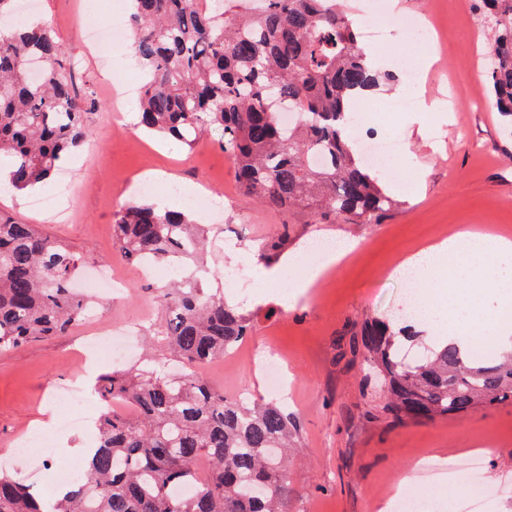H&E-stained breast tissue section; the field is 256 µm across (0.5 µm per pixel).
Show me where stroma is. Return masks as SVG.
<instances>
[{
	"mask_svg": "<svg viewBox=\"0 0 512 512\" xmlns=\"http://www.w3.org/2000/svg\"><path fill=\"white\" fill-rule=\"evenodd\" d=\"M83 2L36 0V12L56 31L65 59L79 62L80 78L94 87L101 101H114L121 119L113 121L105 107L87 113L84 143L64 161L60 173L33 190L0 192V212L60 236L81 254L85 270L111 265L113 273L125 278L124 291L102 298L97 318L135 321L144 331L158 316L156 288L170 280L142 277L136 266L120 258L112 242L113 214L123 203L140 199V183L154 175L164 183L150 199L161 205H187V197L170 194V187L205 189L207 200H218L221 210L217 218L196 214L200 223L210 225L214 247L208 259L213 275L206 288L238 304L254 329L236 351L206 366L203 374L225 395L260 396L264 387L251 359L279 349L290 381L286 406L300 427L290 467V512H378L405 475L412 489L427 499L430 512H453L452 492L424 486L414 465L422 454L445 467L457 465L462 452L482 444L489 448L483 480L495 489L485 512H512V403L464 418L391 422L376 410L375 395L364 382L363 358L349 346L363 322L406 307L405 278L388 275L397 259L437 241L444 228L452 233L466 224L500 233L512 229V136L503 132L499 112L474 101L476 95H489L488 85L460 83L485 65L487 33L474 0H399L406 13L431 9L438 14L447 50L432 48L417 31L396 34L384 45L367 44L382 75L371 101L393 99L399 85L403 97L438 104L423 137L417 135L410 111L397 113L387 124L358 128V139L395 134L404 145L400 164L388 167L386 178L398 206L378 224L301 223L299 215L270 210L239 191L232 161L220 149L217 134H204L190 149L138 129L135 103L140 88L126 86L122 78L132 62L131 51L124 45L96 59L80 34L81 27L94 22ZM394 45L403 58L391 53ZM407 64L425 66L420 83L407 81ZM62 192L74 206L66 221H50L30 204L33 195ZM284 223L292 226V250L319 240L357 244L321 281V293L291 307L261 283L266 265L256 255L257 246ZM237 267L248 271L255 287L240 289L219 281L221 271ZM92 328L84 321L68 335L0 350V461H12L23 478H30L36 467L71 470L81 463L82 449L93 444V426L102 410L93 392L94 378L111 369L112 359L102 353L94 370L80 368L79 352ZM71 383L79 384L87 398L86 429L52 432L50 455L36 450L30 459H15L19 435L45 427L55 391Z\"/></svg>",
	"mask_w": 512,
	"mask_h": 512,
	"instance_id": "1",
	"label": "stroma"
}]
</instances>
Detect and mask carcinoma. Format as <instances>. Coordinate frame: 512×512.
<instances>
[{
	"label": "carcinoma",
	"mask_w": 512,
	"mask_h": 512,
	"mask_svg": "<svg viewBox=\"0 0 512 512\" xmlns=\"http://www.w3.org/2000/svg\"><path fill=\"white\" fill-rule=\"evenodd\" d=\"M18 0H0V155L9 185L23 191L50 178L81 146L84 116L99 107L91 85L61 64L63 46L39 18L13 25ZM132 55L145 73L138 100L143 130L191 147L221 132L240 190L306 224H376L396 199L365 165L347 134L352 106L379 85L342 0H264L241 14L224 0H132ZM488 24L494 104L512 117V0H475ZM286 102L298 122L284 127ZM291 225L262 242L276 258ZM112 241L128 263L204 260V225L187 210L129 203L113 215ZM82 263L66 243L0 213V349L66 335L92 302L71 284ZM162 314L147 367H114L95 389L103 405L96 446L83 450L82 477L49 500L0 470V512H288V445L299 432L278 400L230 398L195 368L238 348L251 319L199 277L159 288ZM422 334L375 319L359 351L396 423L462 418L512 401V351L476 358L445 342L408 359L403 342ZM208 462L202 480L194 477ZM195 484L185 495L184 484Z\"/></svg>",
	"instance_id": "carcinoma-1"
}]
</instances>
